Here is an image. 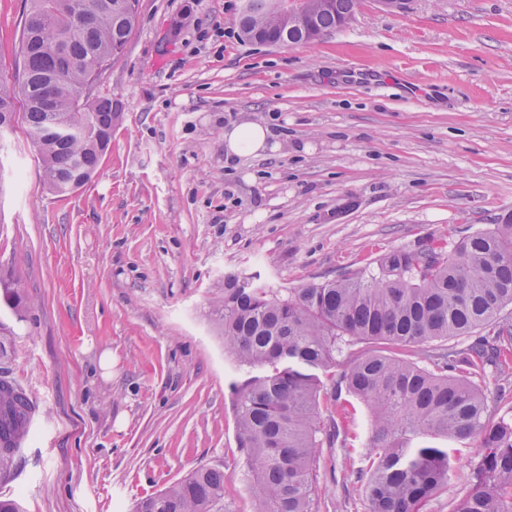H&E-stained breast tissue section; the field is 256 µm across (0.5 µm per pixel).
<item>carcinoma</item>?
I'll use <instances>...</instances> for the list:
<instances>
[{
  "mask_svg": "<svg viewBox=\"0 0 512 512\" xmlns=\"http://www.w3.org/2000/svg\"><path fill=\"white\" fill-rule=\"evenodd\" d=\"M239 26L258 43L299 44L303 36L282 27L269 0H246ZM81 7L85 38L51 52L40 44L42 17L64 27L71 5ZM359 0H330L311 21L315 36L346 25ZM138 0H30L23 16L20 60L0 74V120L24 97V123L43 181L56 194L86 184L112 140L117 107L109 98L84 97L89 80L105 69L98 57L118 56L137 20ZM55 97L73 109L41 104L50 77ZM379 275L347 272L282 296L262 284L224 281L214 319L224 346L243 366L258 370L235 385L239 448L255 489L253 512H320L318 454L335 438L350 440L337 422L321 420L320 374L341 369L348 392L370 412L368 448L375 468L356 480L368 512H421L448 487L452 456L443 440L480 445L471 461L468 493L453 512H512V420L487 415L488 395L470 377L497 383L490 367L512 368V213L492 230L458 242L396 249L377 263ZM474 340L465 348L444 341ZM360 343L419 347L433 368ZM32 398L0 381V475L10 474L30 435ZM421 438L429 442L417 444ZM135 512H226L224 472L194 469L142 499Z\"/></svg>",
  "mask_w": 512,
  "mask_h": 512,
  "instance_id": "carcinoma-1",
  "label": "carcinoma"
}]
</instances>
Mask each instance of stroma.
<instances>
[{"label": "stroma", "mask_w": 512, "mask_h": 512, "mask_svg": "<svg viewBox=\"0 0 512 512\" xmlns=\"http://www.w3.org/2000/svg\"><path fill=\"white\" fill-rule=\"evenodd\" d=\"M242 0H138L94 84L118 115L92 179L44 184L23 123L0 133V377L31 392L32 428L0 499L22 512H133L192 469L224 472L227 512H252L212 303L229 277L281 293L391 250L456 244L512 213V0H360L306 45L247 40ZM26 0H0V72L18 58ZM258 121L279 150L224 162V127ZM112 366H101L104 355ZM319 453L321 512H367L373 459ZM457 454L424 512L468 490Z\"/></svg>", "instance_id": "stroma-1"}]
</instances>
